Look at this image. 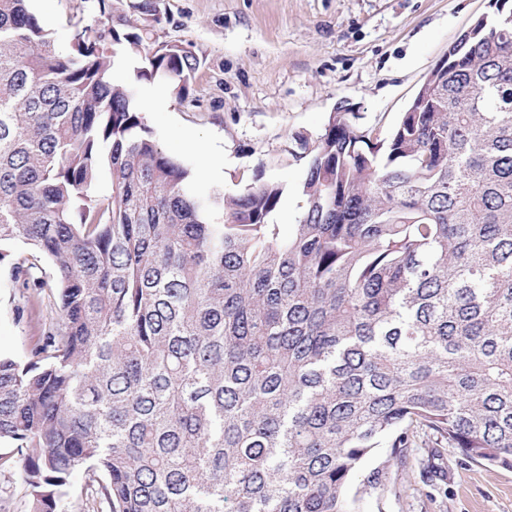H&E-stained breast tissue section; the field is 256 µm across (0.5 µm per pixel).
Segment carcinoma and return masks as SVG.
Masks as SVG:
<instances>
[{
	"label": "carcinoma",
	"instance_id": "carcinoma-1",
	"mask_svg": "<svg viewBox=\"0 0 512 512\" xmlns=\"http://www.w3.org/2000/svg\"><path fill=\"white\" fill-rule=\"evenodd\" d=\"M94 2L62 49L29 0H0V265L29 315L59 309L0 356L32 512L78 471L105 476L107 512H350L361 461L405 463L418 429L512 469L509 0L388 137L338 111L288 138L306 175L286 236L280 183L202 195L144 123L134 85L182 99L200 57L154 39L149 0L135 22ZM128 51L133 79L112 80Z\"/></svg>",
	"mask_w": 512,
	"mask_h": 512
}]
</instances>
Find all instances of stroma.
Listing matches in <instances>:
<instances>
[{
    "mask_svg": "<svg viewBox=\"0 0 512 512\" xmlns=\"http://www.w3.org/2000/svg\"><path fill=\"white\" fill-rule=\"evenodd\" d=\"M158 40L177 42L203 61L186 98L145 122L165 154L180 162L199 193H241L256 180L285 188L276 214L289 232L300 213L303 164L283 152L289 135L315 138L331 112L347 104L368 125L389 129L429 71L459 35L490 12V0H152ZM92 0H30L42 26L68 46L74 16ZM194 136L224 153L223 179L201 170ZM26 290L0 268V355L24 356L36 342V321L18 317ZM382 483L360 487L375 469ZM355 512H512V469L489 468L433 436L414 438L405 464L377 448L346 489ZM15 449L0 447V512H30Z\"/></svg>",
    "mask_w": 512,
    "mask_h": 512,
    "instance_id": "stroma-1",
    "label": "stroma"
}]
</instances>
